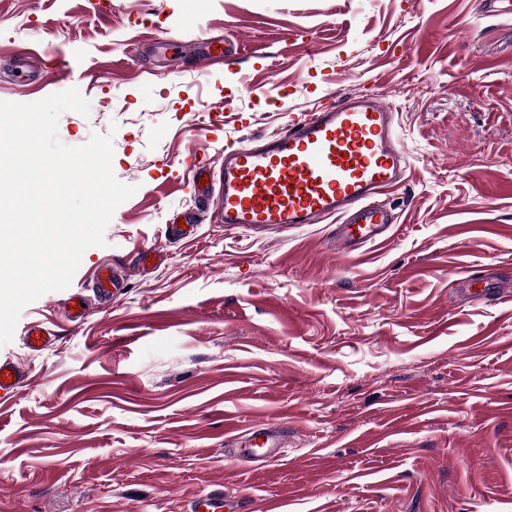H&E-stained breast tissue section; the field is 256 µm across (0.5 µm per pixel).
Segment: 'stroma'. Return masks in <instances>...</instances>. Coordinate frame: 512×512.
<instances>
[{
    "mask_svg": "<svg viewBox=\"0 0 512 512\" xmlns=\"http://www.w3.org/2000/svg\"><path fill=\"white\" fill-rule=\"evenodd\" d=\"M71 88L90 112H63L59 140L111 134L136 192L0 346L28 375L0 399V512H189L214 490L237 512H512V300L466 294L512 291V19L479 0H0V101ZM365 93L410 161L385 241L227 228L184 182L186 153L220 166ZM176 217L194 240L170 239ZM102 263L127 274L107 302ZM37 322L57 340L33 353ZM261 424L286 451L244 461L227 433Z\"/></svg>",
    "mask_w": 512,
    "mask_h": 512,
    "instance_id": "stroma-1",
    "label": "stroma"
}]
</instances>
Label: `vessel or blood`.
<instances>
[{
    "label": "vessel or blood",
    "mask_w": 512,
    "mask_h": 512,
    "mask_svg": "<svg viewBox=\"0 0 512 512\" xmlns=\"http://www.w3.org/2000/svg\"><path fill=\"white\" fill-rule=\"evenodd\" d=\"M191 185L217 187L219 217L227 226L283 227L336 219V248L381 240L392 215L377 200L399 185L410 166L401 148L395 114L370 94L300 116L285 129L224 155L219 171L206 172L187 155ZM26 374L0 360V394L18 391ZM261 439L267 454L284 442L270 428L256 426L245 447Z\"/></svg>",
    "instance_id": "vessel-or-blood-1"
}]
</instances>
